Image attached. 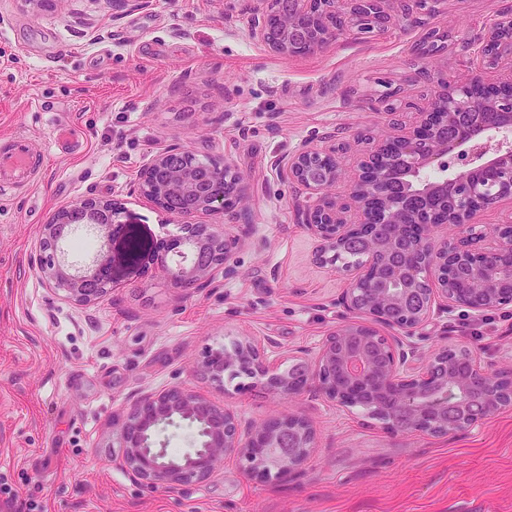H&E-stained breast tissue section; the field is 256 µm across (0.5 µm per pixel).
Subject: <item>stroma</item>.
<instances>
[{"label":"stroma","mask_w":512,"mask_h":512,"mask_svg":"<svg viewBox=\"0 0 512 512\" xmlns=\"http://www.w3.org/2000/svg\"><path fill=\"white\" fill-rule=\"evenodd\" d=\"M512 0H440L425 26L398 22L303 57L271 54L248 31V0H0V138L42 145L53 113L70 126L29 183L0 189V477L13 503L44 512H512V410L448 437L396 433L360 407L322 395L276 397L242 375L213 384L195 367L210 348L257 336L280 361L315 351L351 320L338 263L313 260L295 220L296 190L273 162L303 140L358 132L353 161L389 120L384 103H423L428 69L448 81ZM177 144L248 175L249 233L230 275L187 294L158 266L179 235L137 188L152 154ZM114 199L112 285L90 306L46 289L29 255L39 218L85 196ZM142 244L137 261L126 240ZM434 350L512 362V305L474 318L456 308L414 336ZM183 385L249 423L300 411L317 450L300 473L259 480L230 459L218 476L175 490L145 487L112 466V419L138 391Z\"/></svg>","instance_id":"obj_1"}]
</instances>
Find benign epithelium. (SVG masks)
Here are the masks:
<instances>
[{
  "label": "benign epithelium",
  "instance_id": "7a95c632",
  "mask_svg": "<svg viewBox=\"0 0 512 512\" xmlns=\"http://www.w3.org/2000/svg\"><path fill=\"white\" fill-rule=\"evenodd\" d=\"M250 35L272 53L301 57L327 49L350 30L369 39L403 19L420 24L440 0H249ZM512 57V27L495 25L484 39L482 62L450 85L428 76L433 90L406 122L390 108L387 131L347 165L338 130L317 143L304 140L276 161L280 176L295 184L297 223L316 242L315 257L361 246L366 257L348 270L341 304L356 317L331 331L311 357L288 369L255 337L230 349H208L197 372L214 383L244 370L275 396L317 392L340 407L361 406L394 432L448 436L469 430L512 408V365L490 369L467 349L436 351L424 366L413 364L405 339L439 312L465 307L482 316L512 304V212L489 229L473 223L477 212L512 198V148L464 163L456 174L414 190L407 184L433 165L482 156L491 134L512 133V70L492 79L489 70ZM341 184L345 196L332 188ZM139 191L167 216L183 223L184 235L167 245L189 251L166 274L178 288L197 292L230 274L239 238L226 224H198L195 217L244 213L250 180L232 165L195 155L173 144L156 152L138 175ZM115 203L84 197L63 206L41 225L30 260L48 290L88 306L110 289L106 244L87 266L73 269L57 257V245L74 224L92 225L112 237ZM450 233L436 237L435 229ZM394 331L384 336L379 328ZM186 423L198 430L192 451L173 456L157 433ZM112 466L151 489L203 483L238 459L249 475L282 477L300 471L316 448V429L301 412L275 414L244 424L236 413L182 385L138 392L116 423Z\"/></svg>",
  "mask_w": 512,
  "mask_h": 512
}]
</instances>
